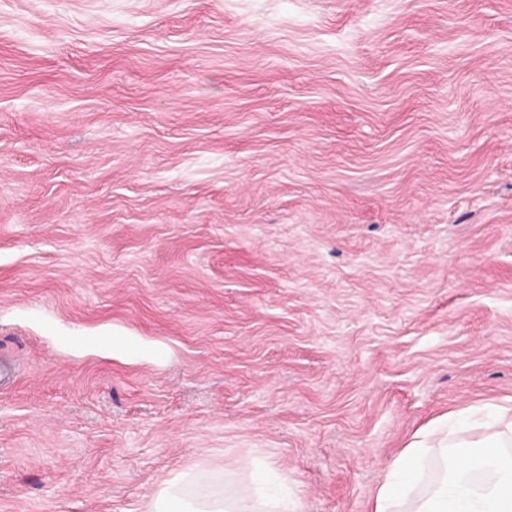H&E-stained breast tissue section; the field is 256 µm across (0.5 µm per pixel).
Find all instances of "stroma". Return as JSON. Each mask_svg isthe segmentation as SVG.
Here are the masks:
<instances>
[{
  "label": "stroma",
  "instance_id": "35a3bbf8",
  "mask_svg": "<svg viewBox=\"0 0 512 512\" xmlns=\"http://www.w3.org/2000/svg\"><path fill=\"white\" fill-rule=\"evenodd\" d=\"M1 354L0 512H369L512 399V0H0ZM247 487L232 480L208 481L202 472L188 471L159 488L144 506V512H296L297 499L284 488H270L264 478L273 469L271 461Z\"/></svg>",
  "mask_w": 512,
  "mask_h": 512
}]
</instances>
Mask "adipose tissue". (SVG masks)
Returning a JSON list of instances; mask_svg holds the SVG:
<instances>
[{"mask_svg": "<svg viewBox=\"0 0 512 512\" xmlns=\"http://www.w3.org/2000/svg\"><path fill=\"white\" fill-rule=\"evenodd\" d=\"M144 512H297L287 489L209 481L189 471L159 488ZM370 512H512V404H489L417 432L378 485Z\"/></svg>", "mask_w": 512, "mask_h": 512, "instance_id": "adipose-tissue-1", "label": "adipose tissue"}]
</instances>
